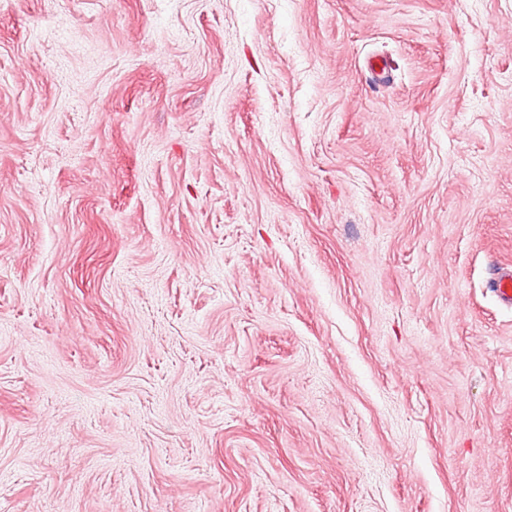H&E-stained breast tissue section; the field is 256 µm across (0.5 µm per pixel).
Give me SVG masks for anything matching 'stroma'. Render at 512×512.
I'll return each instance as SVG.
<instances>
[{
	"instance_id": "1",
	"label": "stroma",
	"mask_w": 512,
	"mask_h": 512,
	"mask_svg": "<svg viewBox=\"0 0 512 512\" xmlns=\"http://www.w3.org/2000/svg\"><path fill=\"white\" fill-rule=\"evenodd\" d=\"M512 0H0V512H512Z\"/></svg>"
}]
</instances>
